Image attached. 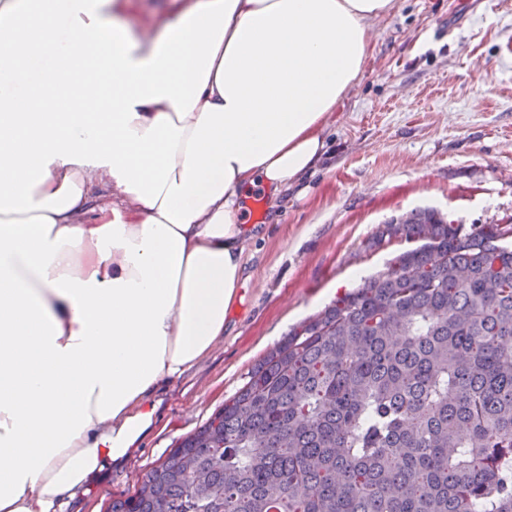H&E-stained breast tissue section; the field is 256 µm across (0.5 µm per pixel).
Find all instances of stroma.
Returning <instances> with one entry per match:
<instances>
[{"instance_id": "stroma-1", "label": "stroma", "mask_w": 512, "mask_h": 512, "mask_svg": "<svg viewBox=\"0 0 512 512\" xmlns=\"http://www.w3.org/2000/svg\"><path fill=\"white\" fill-rule=\"evenodd\" d=\"M329 156L265 200L242 299L211 354L162 393L158 426L65 512H106L249 379L288 331L386 268L385 222L432 208L473 229L512 218V0H396L327 129Z\"/></svg>"}]
</instances>
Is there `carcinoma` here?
<instances>
[{"instance_id":"carcinoma-1","label":"carcinoma","mask_w":512,"mask_h":512,"mask_svg":"<svg viewBox=\"0 0 512 512\" xmlns=\"http://www.w3.org/2000/svg\"><path fill=\"white\" fill-rule=\"evenodd\" d=\"M107 512H512V220L434 209Z\"/></svg>"}]
</instances>
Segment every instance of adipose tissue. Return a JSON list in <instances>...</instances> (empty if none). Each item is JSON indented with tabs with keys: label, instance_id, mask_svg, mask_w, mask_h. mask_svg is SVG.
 Listing matches in <instances>:
<instances>
[{
	"label": "adipose tissue",
	"instance_id": "1",
	"mask_svg": "<svg viewBox=\"0 0 512 512\" xmlns=\"http://www.w3.org/2000/svg\"><path fill=\"white\" fill-rule=\"evenodd\" d=\"M0 0V512L128 459L241 286V201L298 185L394 0ZM170 0H130L127 1L129 20L137 24L149 14L164 15L169 12Z\"/></svg>",
	"mask_w": 512,
	"mask_h": 512
}]
</instances>
